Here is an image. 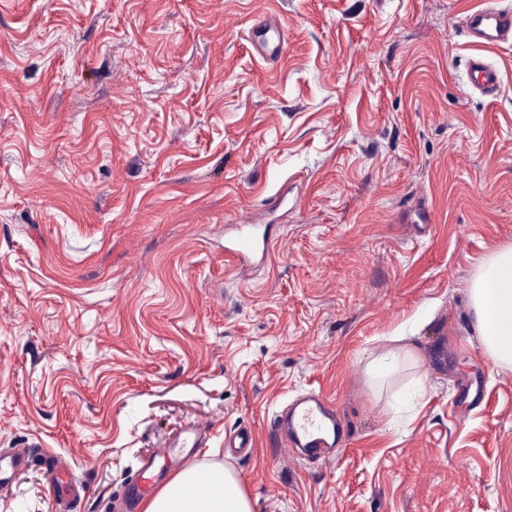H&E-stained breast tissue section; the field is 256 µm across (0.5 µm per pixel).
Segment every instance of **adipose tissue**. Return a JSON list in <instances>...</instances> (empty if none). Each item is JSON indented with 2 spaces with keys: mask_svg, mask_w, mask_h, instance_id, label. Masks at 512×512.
I'll list each match as a JSON object with an SVG mask.
<instances>
[{
  "mask_svg": "<svg viewBox=\"0 0 512 512\" xmlns=\"http://www.w3.org/2000/svg\"><path fill=\"white\" fill-rule=\"evenodd\" d=\"M478 332L487 352L512 364V247L496 251L470 287ZM143 512H254L240 479L221 466H191L143 505Z\"/></svg>",
  "mask_w": 512,
  "mask_h": 512,
  "instance_id": "ef3b65f1",
  "label": "adipose tissue"
}]
</instances>
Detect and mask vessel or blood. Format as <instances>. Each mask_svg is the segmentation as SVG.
Wrapping results in <instances>:
<instances>
[{
  "label": "vessel or blood",
  "mask_w": 512,
  "mask_h": 512,
  "mask_svg": "<svg viewBox=\"0 0 512 512\" xmlns=\"http://www.w3.org/2000/svg\"><path fill=\"white\" fill-rule=\"evenodd\" d=\"M467 27L473 43L489 46L497 44L512 35V12L494 7L478 10L467 20ZM474 86L485 93H495L499 86L497 69L485 59L476 57L471 61ZM258 244L248 232L230 245L225 246L226 254L238 262L248 261L257 250ZM336 429V416L330 401L322 395L313 394L292 407L285 420L279 422L274 433L291 454L312 458L328 456L333 445L329 440ZM209 426L195 423L175 431L158 457L142 460L135 478L125 486L122 497L127 508L135 504L164 474L186 467L197 455L199 448L209 440Z\"/></svg>",
  "instance_id": "vessel-or-blood-1"
}]
</instances>
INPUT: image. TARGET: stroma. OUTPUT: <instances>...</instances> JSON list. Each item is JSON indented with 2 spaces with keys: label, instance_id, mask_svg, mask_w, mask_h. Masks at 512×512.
<instances>
[{
  "label": "stroma",
  "instance_id": "35a3bbf8",
  "mask_svg": "<svg viewBox=\"0 0 512 512\" xmlns=\"http://www.w3.org/2000/svg\"><path fill=\"white\" fill-rule=\"evenodd\" d=\"M490 2L0 0V449L35 444L0 512H64L56 459L112 512L193 423L254 512H512V365L469 296L512 246V41L463 28ZM311 391L345 438L294 461L270 429ZM253 27L258 32H264L268 34L270 31L276 35V43L274 46V52L279 54L283 51L285 43V29L283 25L276 20L271 19L268 16L259 15L253 20ZM473 85L482 92L494 94L499 86L497 69L482 57L471 61ZM240 236L230 245H224V252L231 255L238 262H247L258 248L255 239L248 233L249 224H238Z\"/></svg>",
  "mask_w": 512,
  "mask_h": 512
}]
</instances>
